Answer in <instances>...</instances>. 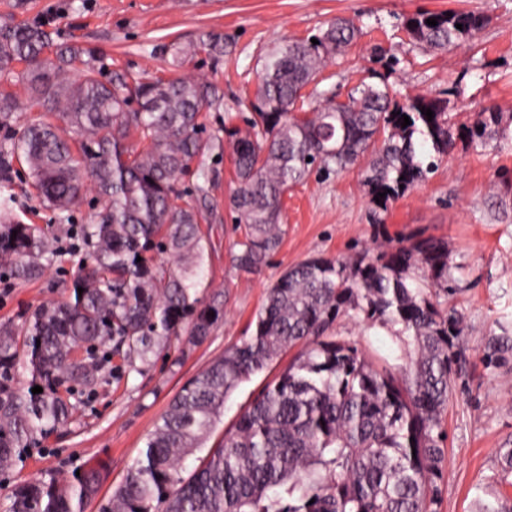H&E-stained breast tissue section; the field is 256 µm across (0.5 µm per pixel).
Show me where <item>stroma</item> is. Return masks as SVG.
Here are the masks:
<instances>
[{"mask_svg": "<svg viewBox=\"0 0 512 512\" xmlns=\"http://www.w3.org/2000/svg\"><path fill=\"white\" fill-rule=\"evenodd\" d=\"M448 10L483 15L487 24L472 42L446 51L410 39L409 18ZM339 17L353 19L363 35L328 65L322 90L344 96L360 82H385L400 101L409 95L446 100L453 153L384 210L370 201L362 165L310 176L286 195L282 245L255 274L232 267L241 234L233 214L221 210L220 222L207 227L205 251L202 295H220L224 307L211 336L197 345L170 340L149 361L134 360L120 379L98 387L67 429L42 440L0 477V512H7L16 484L71 481L90 467L101 468L103 479L83 512H100L142 458L148 436L182 385L252 333L267 288L289 266L314 256L354 258L377 241L429 238L448 243L452 277L438 299L463 321L455 341L453 397L443 419L440 512H472L480 488L491 484L512 496V476L495 456L496 448L512 442V356L499 361L489 350L500 324H512V0H0V19L45 21L61 41L100 48L113 71L147 77L165 73L162 45L203 30L222 34L231 47L223 62L198 59L185 69L207 75L224 92L220 109L207 112L211 129L228 114L239 126L250 117L263 50L316 35ZM484 110L499 113L504 137L471 140L468 129ZM75 270V263L55 261L40 281L0 284V323H21L37 306L58 300ZM331 333L373 360L401 364V343L390 327L341 318ZM292 357L283 352L229 394L206 447L233 432Z\"/></svg>", "mask_w": 512, "mask_h": 512, "instance_id": "1", "label": "stroma"}]
</instances>
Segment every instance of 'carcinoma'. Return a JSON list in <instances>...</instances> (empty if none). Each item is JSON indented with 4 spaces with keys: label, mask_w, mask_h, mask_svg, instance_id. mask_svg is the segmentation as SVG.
Returning a JSON list of instances; mask_svg holds the SVG:
<instances>
[{
    "label": "carcinoma",
    "mask_w": 512,
    "mask_h": 512,
    "mask_svg": "<svg viewBox=\"0 0 512 512\" xmlns=\"http://www.w3.org/2000/svg\"><path fill=\"white\" fill-rule=\"evenodd\" d=\"M485 24L471 12H421L407 32L448 49ZM361 35L352 20L337 18L315 44L280 42L263 55L248 128L229 115L210 132L203 110L220 107L224 92L182 70L202 53L224 61V36L202 31L170 44L171 76L143 78L110 71L96 47L55 42L43 21H0V78L41 109L22 124L16 93L0 90V269L14 281H36L61 254L58 238L15 214L18 165L40 205L88 249L67 297L39 306L19 327L0 325V473L71 423L74 387L94 390L112 356L145 360L159 340L201 343L210 335L221 308L199 296L201 224L218 218L212 190L219 173L195 184V204L179 203L187 194L181 178L204 157L230 150L235 181L224 205L244 227L230 261L253 273L282 244L284 196L311 172L365 162L364 182L372 196L385 194L384 210L454 150L438 99L400 103L388 85L363 81L346 101L324 97V70ZM498 125V113L482 112L469 135L483 141ZM87 185L100 210L75 228L71 211ZM162 254L174 269L159 262ZM432 285L448 288L443 239L289 267L267 289L253 333L183 385L105 512H437L443 414L462 320L442 307ZM341 316L400 326L395 336L408 347L401 374L329 335ZM293 348L291 363L234 432L183 477L182 462L200 449L228 394ZM20 371L29 376L25 390L15 385ZM35 386L43 392L32 393ZM99 481L91 468L73 482L20 483L9 512H81ZM477 512H512V498L485 490Z\"/></svg>",
    "instance_id": "obj_1"
}]
</instances>
